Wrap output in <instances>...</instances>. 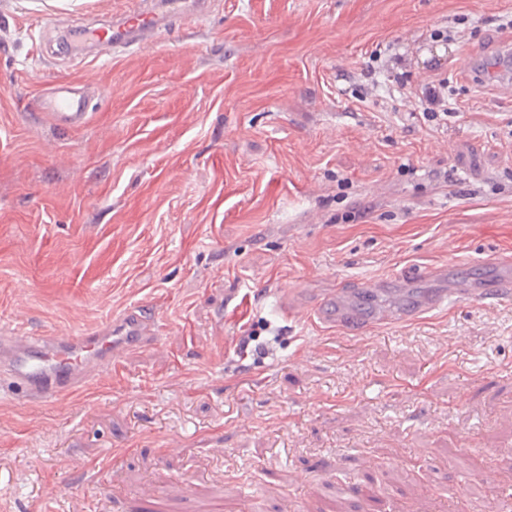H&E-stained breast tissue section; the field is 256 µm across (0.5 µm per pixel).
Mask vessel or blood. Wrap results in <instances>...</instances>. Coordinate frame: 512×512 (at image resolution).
Instances as JSON below:
<instances>
[{"mask_svg":"<svg viewBox=\"0 0 512 512\" xmlns=\"http://www.w3.org/2000/svg\"><path fill=\"white\" fill-rule=\"evenodd\" d=\"M209 0H134L112 25H80L70 32L74 59L84 60L87 46L101 55L124 52L131 45H147L161 34L166 22L198 19L207 14ZM476 79L496 77L512 85V47L503 46L494 62L477 61ZM37 107L56 127L78 130L90 119L86 89L68 82L53 85ZM438 284L422 287V274L350 282L317 298L301 309V316L329 324L354 336L382 325L413 322L447 308L448 304L490 307L512 300V270L500 264L481 263L472 269L448 263L433 269ZM159 325L147 307L135 306L105 326L77 335L37 336L27 331L0 334V397L42 403L74 394L97 373L111 366L116 356L154 345Z\"/></svg>","mask_w":512,"mask_h":512,"instance_id":"b4317fda","label":"vessel or blood"}]
</instances>
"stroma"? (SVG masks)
Segmentation results:
<instances>
[{
    "instance_id": "stroma-1",
    "label": "stroma",
    "mask_w": 512,
    "mask_h": 512,
    "mask_svg": "<svg viewBox=\"0 0 512 512\" xmlns=\"http://www.w3.org/2000/svg\"><path fill=\"white\" fill-rule=\"evenodd\" d=\"M127 8L0 0V326L136 303L161 325L72 396L0 399V512H485L486 474L512 503V302L362 336L282 315L303 288L512 263V93L469 71L512 43V0H214L82 63L42 36ZM395 53L407 96L372 83ZM433 76L454 108L428 120ZM60 80L88 84L86 127L34 111Z\"/></svg>"
}]
</instances>
